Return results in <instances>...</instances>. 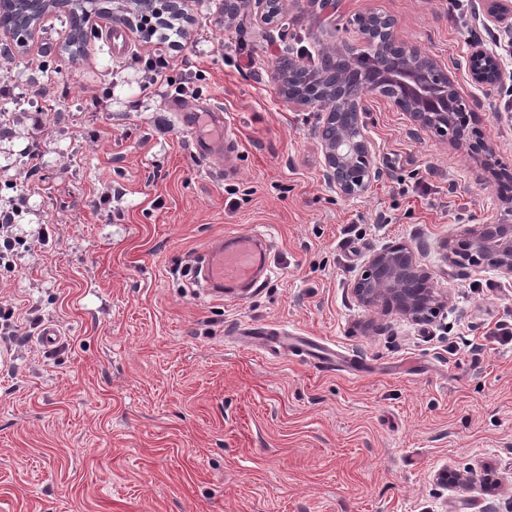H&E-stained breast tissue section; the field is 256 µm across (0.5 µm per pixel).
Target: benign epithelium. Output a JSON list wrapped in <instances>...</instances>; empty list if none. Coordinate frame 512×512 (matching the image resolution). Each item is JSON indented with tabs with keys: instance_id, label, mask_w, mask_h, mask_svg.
I'll list each match as a JSON object with an SVG mask.
<instances>
[{
	"instance_id": "7a95c632",
	"label": "benign epithelium",
	"mask_w": 512,
	"mask_h": 512,
	"mask_svg": "<svg viewBox=\"0 0 512 512\" xmlns=\"http://www.w3.org/2000/svg\"><path fill=\"white\" fill-rule=\"evenodd\" d=\"M497 7L485 18L486 23L512 30V0H496ZM31 11L15 20L0 23V33H26L35 38L46 16L59 7L78 11L83 0H29ZM404 54L416 61L405 71L402 86L406 98L394 100V105L406 113L418 130H441L456 146L465 144L466 133L460 117L447 109L429 111L430 101L422 98L421 88L430 80L428 68L439 67L437 59L422 52L417 46L399 43ZM282 95L298 106L315 104L302 93L288 91L285 76L275 74ZM365 92L359 85L351 87L346 101L355 111L342 114L337 121L334 112L324 113L317 138L325 160L326 183L343 197L363 194L378 174L376 156L360 107ZM465 257L477 268L493 267L512 275V224H474L464 229L462 240ZM357 300L368 308L391 309L398 306V314L413 322H430L441 306L444 296L430 286L429 272L420 264L412 248L394 245L373 254L360 279L351 285Z\"/></svg>"
}]
</instances>
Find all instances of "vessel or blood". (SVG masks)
I'll return each instance as SVG.
<instances>
[{
    "label": "vessel or blood",
    "instance_id": "1",
    "mask_svg": "<svg viewBox=\"0 0 512 512\" xmlns=\"http://www.w3.org/2000/svg\"><path fill=\"white\" fill-rule=\"evenodd\" d=\"M179 122L191 133L196 155L210 158L224 152V115L220 112H185L180 101H173ZM269 257L263 239L256 233L230 232L210 245L193 271V283L206 294L224 297L259 285ZM236 335L245 337L250 349L279 351L295 348L309 355L320 366H339L351 375L359 370L340 354L335 345L308 336H299L279 326L239 327Z\"/></svg>",
    "mask_w": 512,
    "mask_h": 512
}]
</instances>
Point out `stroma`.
Wrapping results in <instances>:
<instances>
[{"label": "stroma", "mask_w": 512, "mask_h": 512, "mask_svg": "<svg viewBox=\"0 0 512 512\" xmlns=\"http://www.w3.org/2000/svg\"><path fill=\"white\" fill-rule=\"evenodd\" d=\"M486 0H284L272 24L224 23V0H190L183 46L144 42L127 18L122 50L107 27L80 53L48 15L29 45L0 37V206L25 197L17 222L46 228L0 275L28 333L30 310L66 350L39 336L0 365V512H512V276L446 261L472 224H512V204L467 148L371 92L364 117L380 172L357 197L324 180L313 130L320 107L280 94L275 62L343 45L365 50L358 16H393L399 40L436 57L487 142L512 170V57L498 81L469 73ZM170 56V84L146 87L142 60ZM223 111L234 139L202 158L168 105ZM41 152L29 173L28 147ZM111 188L109 210L91 202ZM267 233L270 271L247 297L189 287L187 271L228 232ZM411 246L448 303L434 323L360 305L367 259ZM283 324L365 363L362 377L293 353L227 340L237 324ZM491 468L495 495L438 484L441 469Z\"/></svg>", "instance_id": "1"}]
</instances>
